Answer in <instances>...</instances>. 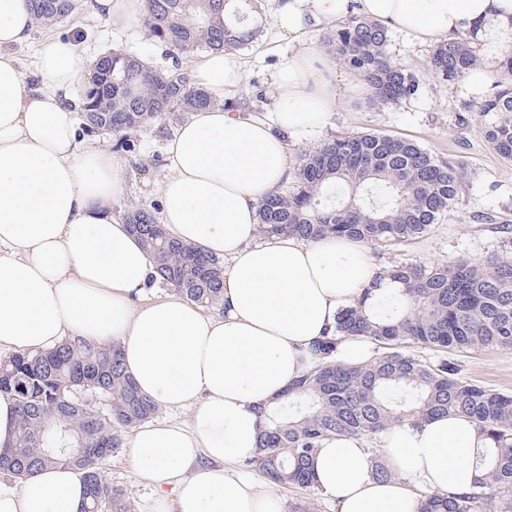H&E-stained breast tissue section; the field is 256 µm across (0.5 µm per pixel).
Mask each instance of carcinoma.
<instances>
[{
    "label": "carcinoma",
    "mask_w": 512,
    "mask_h": 512,
    "mask_svg": "<svg viewBox=\"0 0 512 512\" xmlns=\"http://www.w3.org/2000/svg\"><path fill=\"white\" fill-rule=\"evenodd\" d=\"M36 23L50 26L71 15L77 0H28ZM261 0H143L149 36L175 51L167 69L147 66L127 52L96 60L80 95V117L91 132L125 136L179 109L210 103L192 85L183 59L200 51L245 48L257 40ZM328 54L353 71L370 91L372 105L413 98L419 77L389 55L388 29L354 13L324 37ZM493 54L500 80L478 111L487 117L484 137L512 158V43L492 46L477 29L438 45L428 70L455 83ZM291 191H271L258 208L259 234L300 241L350 237L391 249L423 236L456 205L463 174L416 141L356 133L305 151ZM125 222L152 264V281L201 307L224 309V266L203 249L171 238L155 214L127 206ZM382 276L395 291L365 289L338 319L336 334L314 347L312 369L284 395L260 409L256 457L249 465L274 487L314 489L311 460L332 437H358L373 445L400 422L461 414L488 440L472 461L482 477L450 498L420 495L419 512H512V394L473 384L445 356L450 349H512V256L458 258L430 266L395 264ZM361 336L374 345L372 359L336 361L338 337ZM415 344L434 357L407 353ZM17 408L16 444L0 451V473L16 479L47 467L83 472L87 499L81 512H133L101 465L122 446V434L153 418L159 406L141 394L119 348L67 338L36 353L17 352L0 362V396Z\"/></svg>",
    "instance_id": "1"
}]
</instances>
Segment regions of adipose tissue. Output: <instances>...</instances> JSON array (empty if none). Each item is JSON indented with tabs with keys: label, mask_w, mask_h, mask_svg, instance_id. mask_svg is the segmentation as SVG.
Segmentation results:
<instances>
[{
	"label": "adipose tissue",
	"mask_w": 512,
	"mask_h": 512,
	"mask_svg": "<svg viewBox=\"0 0 512 512\" xmlns=\"http://www.w3.org/2000/svg\"><path fill=\"white\" fill-rule=\"evenodd\" d=\"M350 9L427 42L476 25L512 40V0H277V33L297 47L274 75L272 112L251 118L224 108L245 79L243 58L209 53L194 84L212 104L167 144L160 222L223 259L224 313L213 317L177 296L137 303L152 266L112 214L124 171L111 149L81 137L69 104L89 61L76 39L46 41L43 86L28 88L12 49L33 15L25 0H0V348L41 351L71 336L115 342L143 394L192 408L189 423L144 424L128 443L156 491L154 512H287L241 469L258 452L259 408L311 369L314 343L335 334L365 289L392 286L354 239L256 241L259 203L293 175L288 137L323 129L337 107L333 63L306 39L309 22ZM484 444L461 416L397 424L376 454L333 437L314 457V484L336 512H418L416 490L472 489L480 472L469 455ZM378 457L394 479L374 478ZM84 498L73 468L0 481V512H81Z\"/></svg>",
	"instance_id": "adipose-tissue-1"
}]
</instances>
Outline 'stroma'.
<instances>
[{"mask_svg":"<svg viewBox=\"0 0 512 512\" xmlns=\"http://www.w3.org/2000/svg\"><path fill=\"white\" fill-rule=\"evenodd\" d=\"M276 7V0H263L259 17L263 33L256 43L241 51L246 78L233 94L235 100L247 102L262 113L271 111L274 104L273 74L295 50L293 42L274 32ZM60 36L77 38L91 60L123 49L158 68L172 63V48L150 38L142 22L115 26L97 15L95 9H80L51 27H33L29 39L15 47L28 86L41 84L36 65L41 43ZM433 50V44L390 27L389 54L419 76L418 94L398 105L373 107L368 103L367 87L348 69L336 67L338 107L331 125L291 147V157L296 160L323 141L345 134L376 132L416 141L439 158L452 160L464 173L458 204L426 236L401 251L372 252L374 264L381 269L396 262L431 265L457 257L512 255V235L494 232L479 220L481 214L488 212L495 214L499 223L512 225V159L500 157L489 147L483 134L484 119L477 110L482 96L491 95L494 87L486 85L482 96L477 97L467 93L463 83L449 85L436 79L427 69ZM186 118V113L177 112L131 133L129 140L134 148L130 151L119 149L112 134H96L98 143L115 148L125 173L126 190L112 204L114 215L123 216L130 202L159 211V186L166 175V145ZM451 357L465 379L491 390L512 392V350L458 349L452 351ZM103 471L114 487L123 490L135 512H150L154 493L135 472L125 450L114 453Z\"/></svg>","mask_w":512,"mask_h":512,"instance_id":"stroma-1","label":"stroma"}]
</instances>
